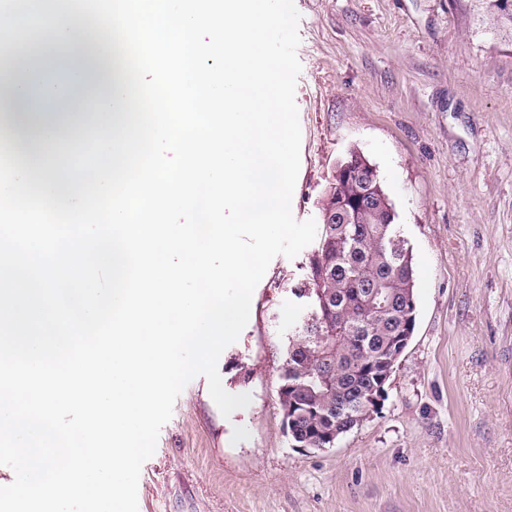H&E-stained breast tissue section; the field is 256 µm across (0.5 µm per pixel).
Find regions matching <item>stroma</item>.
Instances as JSON below:
<instances>
[{
	"label": "stroma",
	"mask_w": 512,
	"mask_h": 512,
	"mask_svg": "<svg viewBox=\"0 0 512 512\" xmlns=\"http://www.w3.org/2000/svg\"><path fill=\"white\" fill-rule=\"evenodd\" d=\"M296 220L361 151L412 251L416 326L378 411L334 447L288 438L277 390L309 250L276 257L218 360L250 404L187 384L138 512H512V33L480 0H295Z\"/></svg>",
	"instance_id": "35a3bbf8"
}]
</instances>
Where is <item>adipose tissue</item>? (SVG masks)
Here are the masks:
<instances>
[{"mask_svg": "<svg viewBox=\"0 0 512 512\" xmlns=\"http://www.w3.org/2000/svg\"><path fill=\"white\" fill-rule=\"evenodd\" d=\"M15 7L36 29L39 47L27 49L20 60L12 51L1 52L0 84L7 88L11 103L40 99V107L28 114L30 131L20 165L60 194L62 169L43 153L42 142L56 129L85 126V119L73 110L79 91L93 96L100 112L121 119L126 90L122 66L114 59L103 60L94 45L73 38L80 0H52L48 8L40 0H17Z\"/></svg>", "mask_w": 512, "mask_h": 512, "instance_id": "adipose-tissue-1", "label": "adipose tissue"}]
</instances>
